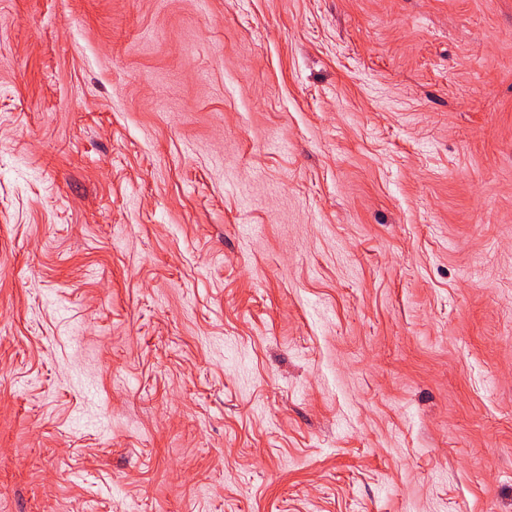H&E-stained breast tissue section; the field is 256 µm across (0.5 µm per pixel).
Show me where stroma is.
<instances>
[{
    "label": "stroma",
    "instance_id": "stroma-1",
    "mask_svg": "<svg viewBox=\"0 0 512 512\" xmlns=\"http://www.w3.org/2000/svg\"><path fill=\"white\" fill-rule=\"evenodd\" d=\"M0 512H512V0H0Z\"/></svg>",
    "mask_w": 512,
    "mask_h": 512
}]
</instances>
